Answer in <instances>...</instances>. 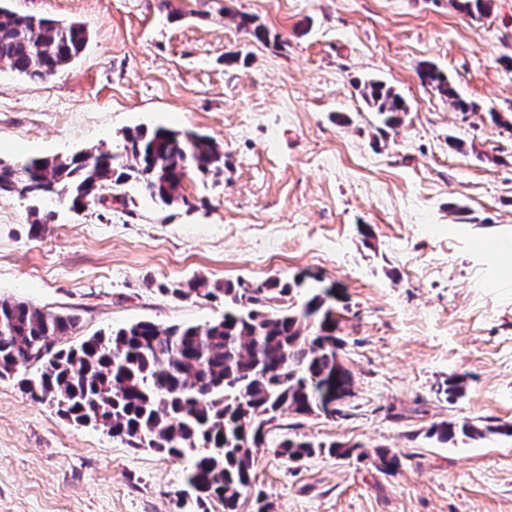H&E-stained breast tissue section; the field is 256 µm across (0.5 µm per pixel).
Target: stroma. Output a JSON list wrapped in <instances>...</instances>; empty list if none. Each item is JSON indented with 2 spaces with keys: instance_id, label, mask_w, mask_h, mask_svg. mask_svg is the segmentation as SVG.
Returning a JSON list of instances; mask_svg holds the SVG:
<instances>
[{
  "instance_id": "stroma-1",
  "label": "stroma",
  "mask_w": 512,
  "mask_h": 512,
  "mask_svg": "<svg viewBox=\"0 0 512 512\" xmlns=\"http://www.w3.org/2000/svg\"><path fill=\"white\" fill-rule=\"evenodd\" d=\"M86 23L80 56L33 83L0 57V160L123 150L127 132L204 134L224 174L191 173L185 203L135 182L82 212L0 196V300L76 315L65 346L137 321L205 326L223 304L162 286L336 282L353 395L336 419L284 414L259 449L241 512H512V437L445 444L447 421L512 423V0L471 17L448 0H0ZM245 14L269 32L239 30ZM443 71L476 111L423 85ZM407 105L383 129L359 93ZM500 124H493L490 112ZM463 378L448 399V375ZM362 446L293 463L283 435ZM401 455L395 473L376 449ZM185 465L77 426L0 379V512H197ZM360 93L368 106L384 116L385 126L395 129L400 125V113L407 112V105L392 88L382 81L370 80L364 83Z\"/></svg>"
}]
</instances>
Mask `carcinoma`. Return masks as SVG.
<instances>
[{"instance_id": "1", "label": "carcinoma", "mask_w": 512, "mask_h": 512, "mask_svg": "<svg viewBox=\"0 0 512 512\" xmlns=\"http://www.w3.org/2000/svg\"><path fill=\"white\" fill-rule=\"evenodd\" d=\"M450 2L472 17L491 8V0ZM238 28L259 42L268 40L267 29L246 15ZM87 41L80 21L0 6V54L13 72L33 83L56 75ZM419 78L456 111H476L436 66H422ZM360 93L384 116L385 126L400 125L407 105L392 88L370 80ZM192 171L224 175V152L209 137L165 127L137 129L127 134L119 155L96 148L66 159L0 161V195L29 200L37 228L49 219L41 212L46 200L55 197L82 211L101 199L100 191L131 177L165 205L185 203L182 184ZM302 290L305 298L298 303L295 295ZM160 291L180 299H222L224 315L203 330L138 321L60 348L77 316L0 300V376L21 371L22 389L38 402L56 405L62 417L101 424L131 448L147 446L186 461V483L202 512H239L252 486L254 453L265 445V426L285 413L317 415L329 394L341 401L351 396L352 373L338 362L342 339L336 335V303L343 300V288L299 272L285 281H226L211 287L195 279ZM458 432L472 440L512 437V424L443 421L431 426L427 438L445 444ZM276 448L294 462L324 450L338 459L362 456L356 445L288 437ZM377 461L385 473L401 464L390 449L380 451Z\"/></svg>"}]
</instances>
